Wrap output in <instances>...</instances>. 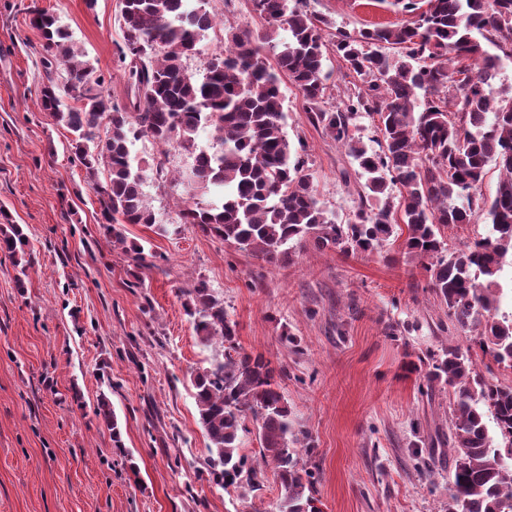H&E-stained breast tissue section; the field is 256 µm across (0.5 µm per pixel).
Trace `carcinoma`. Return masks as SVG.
I'll list each match as a JSON object with an SVG mask.
<instances>
[{"label": "carcinoma", "instance_id": "carcinoma-1", "mask_svg": "<svg viewBox=\"0 0 512 512\" xmlns=\"http://www.w3.org/2000/svg\"><path fill=\"white\" fill-rule=\"evenodd\" d=\"M121 0L130 60L127 101L118 104L71 34L45 10L33 13L46 41L42 107L72 135L70 147L98 197L104 235L140 266L145 247L121 226L158 224L143 185L165 177L162 161L132 155L143 138L177 144L191 165L172 179L186 198L182 224L234 245L268 264L311 244L346 255L381 252L404 237L405 253L424 262L431 288L458 329L478 336L479 348L512 370V310L500 307L501 277L512 257V94L495 84L512 64V0H395L414 19L330 31L305 0H249L265 26L256 40L224 28V48L202 75L187 59L201 54L213 28L206 0ZM287 37H279V31ZM356 75L342 104L324 106L329 52ZM301 93L309 122L342 145L357 165V206L343 223L326 216L314 176L285 129L282 78ZM84 90L69 95L67 85ZM378 116L377 147L357 136L360 114ZM212 129L220 148L197 141ZM500 171L495 193L481 185ZM489 226L485 237L458 254L446 253L440 227ZM29 241L17 224L0 225V250L25 254ZM186 314L204 344L225 345L224 357L192 381L200 423L209 440V480L245 501L260 490L259 461L270 463L280 486L277 512H315V477L302 452L312 440L297 428L280 391L281 371L264 355L237 346L236 324L202 280L185 289ZM452 388L448 443L455 453L448 508L455 512H512V386L475 375L472 358L445 348L425 375ZM256 433L259 456L243 448Z\"/></svg>", "mask_w": 512, "mask_h": 512}]
</instances>
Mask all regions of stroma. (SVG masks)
<instances>
[{
	"label": "stroma",
	"mask_w": 512,
	"mask_h": 512,
	"mask_svg": "<svg viewBox=\"0 0 512 512\" xmlns=\"http://www.w3.org/2000/svg\"><path fill=\"white\" fill-rule=\"evenodd\" d=\"M54 13L117 102L127 76L121 0H0V214L30 241L26 268L0 253V512H231L205 470L208 439L191 385L224 346H203L185 313V288L206 281L224 301L244 351L285 371L280 386L298 428L321 512H448L454 452L452 395L421 393L433 355L476 350L447 316L421 261L399 243L346 256L307 246L275 265L180 224L182 192L148 179L162 237L128 224L149 254L136 266L100 229L97 197L43 110L44 41L33 9ZM217 26L187 60L202 72L225 26L260 38L246 0H208ZM333 27L400 24L375 0H307ZM286 131L303 143L328 216L358 202L344 148L312 126L304 100L283 83ZM297 342H281L282 330ZM108 400L121 444L96 413Z\"/></svg>",
	"instance_id": "stroma-1"
}]
</instances>
